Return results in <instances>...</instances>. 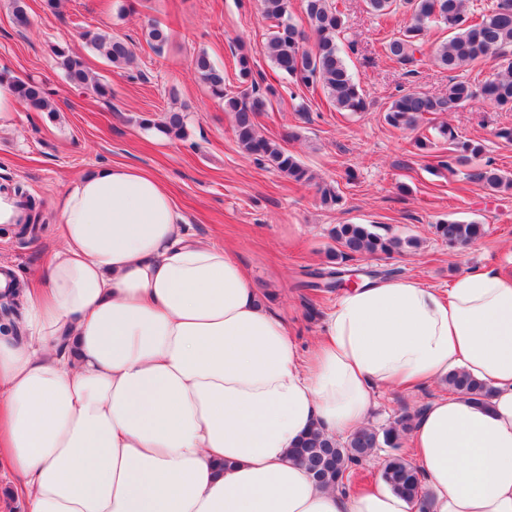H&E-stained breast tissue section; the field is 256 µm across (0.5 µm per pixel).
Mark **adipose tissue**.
Wrapping results in <instances>:
<instances>
[{
  "label": "adipose tissue",
  "instance_id": "1",
  "mask_svg": "<svg viewBox=\"0 0 512 512\" xmlns=\"http://www.w3.org/2000/svg\"><path fill=\"white\" fill-rule=\"evenodd\" d=\"M58 211L61 244L38 285L13 283L21 321L0 334V458L20 512H420L382 482L322 487L291 451L367 425L378 387L453 369L494 395L435 399L417 421L430 510L512 512V276L475 269L445 293L364 282L304 352L152 175L102 167Z\"/></svg>",
  "mask_w": 512,
  "mask_h": 512
}]
</instances>
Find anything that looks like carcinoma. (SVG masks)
Returning a JSON list of instances; mask_svg holds the SVG:
<instances>
[{"instance_id": "carcinoma-1", "label": "carcinoma", "mask_w": 512, "mask_h": 512, "mask_svg": "<svg viewBox=\"0 0 512 512\" xmlns=\"http://www.w3.org/2000/svg\"><path fill=\"white\" fill-rule=\"evenodd\" d=\"M469 0H366L367 7L388 15L403 8L410 14L409 24L399 34L383 43L385 60L415 72L420 58L417 54L427 41L432 27L448 32V38L437 48L435 62L454 71L488 59L502 61L497 78L476 89L466 81L452 80L448 92L433 96L407 92L395 97L385 110L386 123L394 128L415 126L426 114L450 112L465 105L476 94L500 108L512 110V0H495L487 9L470 11ZM292 0H261L263 17L271 22L264 44L265 53L276 69L289 81L307 88H319L338 111L364 112L369 103L360 83L354 78L343 55L341 34L345 29L342 13L332 0H304V12L309 30L299 28L292 18ZM147 43L160 51L168 43L167 31L154 24L145 30ZM97 53L111 66L121 68L132 63L133 54L127 42L104 31L86 29L80 33ZM57 66L75 88L87 90L99 97L112 95V88L90 70L85 59L67 46L52 49ZM200 81L210 95L224 102V111L234 116L233 135L242 148L260 163L270 165L283 177L297 184H308L315 176L293 153L265 137L256 121L258 115L278 96L271 84L260 87L255 77V61L251 53L238 49L235 54L239 86L236 91L224 86V70L217 67L207 53L199 52L191 60ZM9 81L16 95L31 109L53 112L49 92L44 84L30 77H20L8 69H0V80ZM146 129H155L168 136L186 137V116L168 112L163 119L140 120ZM438 135L448 142V169L468 165L483 153L482 144L462 140L447 126L437 128ZM468 179L483 184L492 191L512 189V176L489 164L471 168ZM0 190L21 198L28 211L26 224L35 225L41 212L35 199L19 184L0 185ZM321 203L332 207L339 203L336 187L330 183L317 184ZM436 235L451 246L466 245L484 235V225L474 221H443L434 226ZM336 250L331 258L336 268L327 270L331 279L327 288H336L342 281V266L365 257L390 255L405 248L418 247L414 238L392 235L378 224H337L331 229ZM448 389L484 402L491 398L488 384L455 370L445 378ZM420 411L405 415L387 428L364 426L343 441L325 436L315 429L307 434L300 446L292 450L293 460L304 466L322 486H336L341 491L350 487L355 470L379 448L391 449L382 467L381 477L395 492L419 503L421 512H429L430 501L424 487V475L411 461L398 453L402 436L410 431Z\"/></svg>"}]
</instances>
